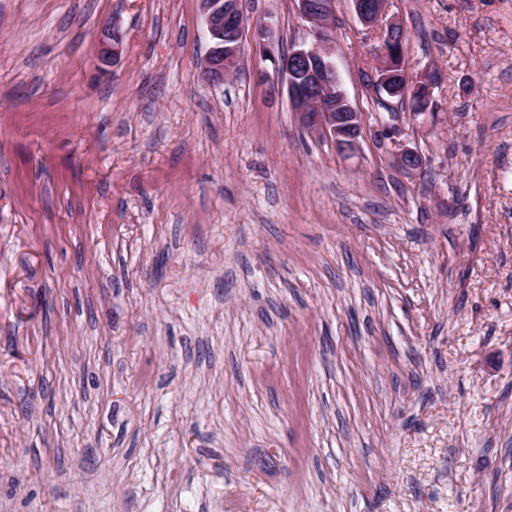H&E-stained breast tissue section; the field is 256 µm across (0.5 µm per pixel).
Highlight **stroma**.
Masks as SVG:
<instances>
[{
  "label": "stroma",
  "instance_id": "35a3bbf8",
  "mask_svg": "<svg viewBox=\"0 0 512 512\" xmlns=\"http://www.w3.org/2000/svg\"><path fill=\"white\" fill-rule=\"evenodd\" d=\"M240 8L0 0V512H512V0H391L419 113L335 0L352 153ZM207 32L213 45L201 70L203 79L213 85H223L229 69L241 53L242 16L237 0H199ZM100 42L102 45L101 62L108 64L115 60L119 54L120 34L115 25H104L100 30Z\"/></svg>",
  "mask_w": 512,
  "mask_h": 512
}]
</instances>
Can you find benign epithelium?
Instances as JSON below:
<instances>
[{
    "mask_svg": "<svg viewBox=\"0 0 512 512\" xmlns=\"http://www.w3.org/2000/svg\"><path fill=\"white\" fill-rule=\"evenodd\" d=\"M298 13L309 22L314 44L292 49L284 59L274 57L278 69L286 77L292 110L307 132L326 137L341 152H353L364 137L363 113L351 104L341 90L340 77L327 46L328 21L334 16L335 0H297ZM359 20L374 28L386 15L390 0H352ZM207 32L212 46L201 70L203 79L222 85L229 69L241 53L242 16L238 0H200ZM404 29L396 21L387 23L382 32L381 61L376 70L374 86L402 98L424 88L431 89L434 76L427 73L417 81L409 77L403 54ZM101 62L108 64L119 54L120 34L116 26L100 30ZM400 167L414 171L421 167V156L410 149L397 157Z\"/></svg>",
    "mask_w": 512,
    "mask_h": 512,
    "instance_id": "obj_1",
    "label": "benign epithelium"
}]
</instances>
